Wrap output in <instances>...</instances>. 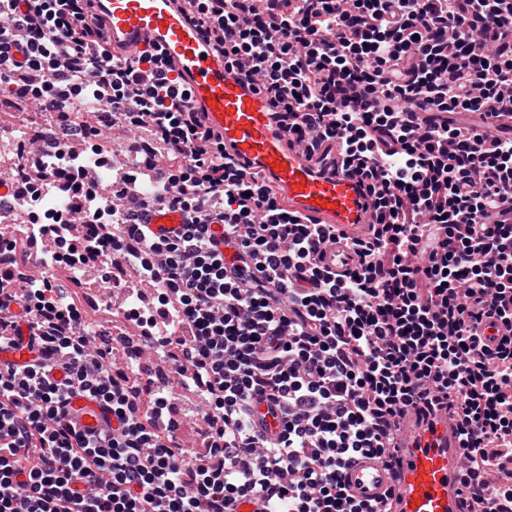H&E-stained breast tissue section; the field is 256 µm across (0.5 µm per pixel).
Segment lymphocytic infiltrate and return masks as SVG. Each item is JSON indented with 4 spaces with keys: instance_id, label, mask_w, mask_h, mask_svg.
Returning a JSON list of instances; mask_svg holds the SVG:
<instances>
[{
    "instance_id": "obj_1",
    "label": "lymphocytic infiltrate",
    "mask_w": 512,
    "mask_h": 512,
    "mask_svg": "<svg viewBox=\"0 0 512 512\" xmlns=\"http://www.w3.org/2000/svg\"><path fill=\"white\" fill-rule=\"evenodd\" d=\"M185 2L295 142L338 143L376 222L350 269L325 266L333 229L288 212L202 130L162 48L121 56L94 0H0V80L46 112L111 107L113 128L142 135L113 196L159 175L183 217L150 246L161 266L139 257L152 196L115 206L116 232L64 238L59 262L135 263L156 301L124 319L163 347L189 330L178 373L204 393L214 433L210 456L184 458L141 423L129 377L91 361L58 286L7 291L0 263V345L31 355L0 361V512H383L349 492L345 469L363 455L394 466L405 410L440 406L460 416L466 490L483 512H512V136L485 133L512 113V0ZM58 114L49 148L111 164L98 125ZM77 394L110 415L96 435L70 417ZM262 401L271 440L251 419Z\"/></svg>"
}]
</instances>
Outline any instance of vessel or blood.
Wrapping results in <instances>:
<instances>
[{"label": "vessel or blood", "instance_id": "obj_1", "mask_svg": "<svg viewBox=\"0 0 512 512\" xmlns=\"http://www.w3.org/2000/svg\"><path fill=\"white\" fill-rule=\"evenodd\" d=\"M95 6L112 47L126 54L149 44L164 50L204 128L221 137L227 154L271 185L289 211L309 224L367 236L370 199L358 176L343 170L338 146L321 142L306 151L291 140L266 98L225 70L223 55L189 20L183 0H96ZM72 406L83 430L98 429L105 418L99 404L86 397H74ZM458 434L459 418L452 412L425 420L407 413L395 468L359 457L345 480L359 498L391 500V512H478L461 483Z\"/></svg>", "mask_w": 512, "mask_h": 512}]
</instances>
